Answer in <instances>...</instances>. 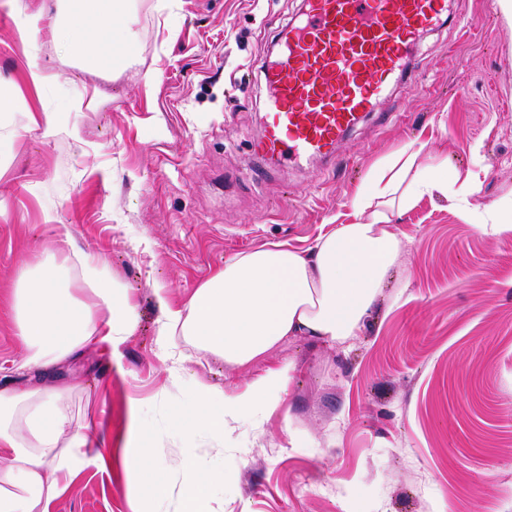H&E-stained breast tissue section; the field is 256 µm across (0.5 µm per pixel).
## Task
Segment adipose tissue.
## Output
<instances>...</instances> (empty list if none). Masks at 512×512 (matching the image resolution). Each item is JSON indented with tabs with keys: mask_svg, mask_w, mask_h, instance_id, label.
Here are the masks:
<instances>
[{
	"mask_svg": "<svg viewBox=\"0 0 512 512\" xmlns=\"http://www.w3.org/2000/svg\"><path fill=\"white\" fill-rule=\"evenodd\" d=\"M64 11L65 48L86 66L111 70L131 47L126 0H65ZM420 155L411 147L402 150L385 186L358 189L356 221L333 225L307 251L276 243L228 259L180 307L165 301L166 285H155L163 354L184 343L243 367L290 336L339 343L355 336L398 258L400 242L390 229L394 207H405L416 194L447 193L452 182L458 197L475 191L473 177L434 175L418 166ZM54 242L55 249L22 259L12 294L21 373L56 371L91 344H120L137 325L128 288L76 244L69 226H57ZM171 375L187 382L181 369ZM286 383V373L278 372L227 397L192 382V402L173 412V424L188 438L203 432L223 439L229 423L246 420L259 407H275ZM80 390L74 383L0 381V512H47L66 475L100 461L88 426L70 409ZM139 457L152 495H166L173 470L180 512H212L215 490L206 466L188 458L159 462L146 447Z\"/></svg>",
	"mask_w": 512,
	"mask_h": 512,
	"instance_id": "adipose-tissue-1",
	"label": "adipose tissue"
}]
</instances>
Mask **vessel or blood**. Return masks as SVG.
<instances>
[{"instance_id":"b4317fda","label":"vessel or blood","mask_w":512,"mask_h":512,"mask_svg":"<svg viewBox=\"0 0 512 512\" xmlns=\"http://www.w3.org/2000/svg\"><path fill=\"white\" fill-rule=\"evenodd\" d=\"M448 0H304L268 76L265 133L255 149L290 160L327 156L392 79Z\"/></svg>"}]
</instances>
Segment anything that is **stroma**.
Here are the masks:
<instances>
[{
  "label": "stroma",
  "mask_w": 512,
  "mask_h": 512,
  "mask_svg": "<svg viewBox=\"0 0 512 512\" xmlns=\"http://www.w3.org/2000/svg\"><path fill=\"white\" fill-rule=\"evenodd\" d=\"M303 0H135L134 42L114 71L81 69L56 30L35 38L55 76L27 80L30 46L0 8V91L20 128L0 167V374L21 349L11 295L21 258L54 216L130 291L138 324L119 350L99 344L59 371L103 461L64 481L48 512H177L140 489L137 449L176 463L193 450L223 493L214 512H512V232L478 230L512 214V24L498 0H448L425 32L411 85L391 86L336 147L300 166L255 159L271 47ZM28 112H55L45 140ZM77 126L73 140L67 127ZM436 171L477 188L414 196L393 219L399 257L357 335L295 336L240 368L185 348V374L232 397L269 372L288 377L275 408L223 443L182 442L171 421L189 396L157 344L152 286L181 306L225 260L271 243L305 251L355 219L367 177L411 143Z\"/></svg>",
  "instance_id": "1"
}]
</instances>
